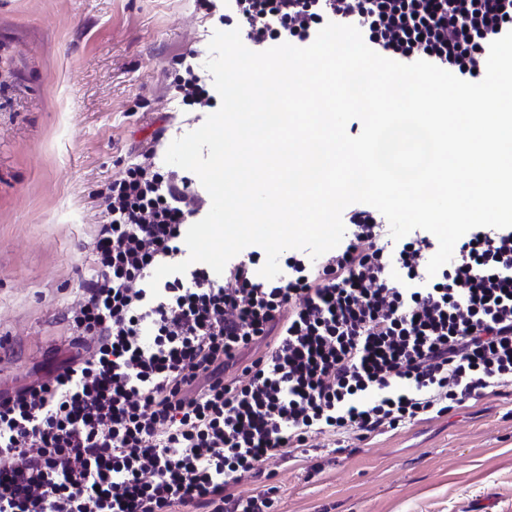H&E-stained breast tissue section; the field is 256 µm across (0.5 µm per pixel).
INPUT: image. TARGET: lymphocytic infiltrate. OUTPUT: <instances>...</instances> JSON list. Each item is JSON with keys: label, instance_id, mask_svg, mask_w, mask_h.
Masks as SVG:
<instances>
[{"label": "lymphocytic infiltrate", "instance_id": "obj_1", "mask_svg": "<svg viewBox=\"0 0 512 512\" xmlns=\"http://www.w3.org/2000/svg\"><path fill=\"white\" fill-rule=\"evenodd\" d=\"M224 24L267 49L355 23L401 63L474 82L512 30V0H224ZM157 143L102 192L94 266L68 309L77 352L0 391V512H274L275 490L236 488L326 434L365 438L512 384V228H475L435 275L429 235L393 239L354 203L342 242L268 280L252 250L223 282L196 266L152 296L207 207ZM238 368L233 378L225 372Z\"/></svg>", "mask_w": 512, "mask_h": 512}]
</instances>
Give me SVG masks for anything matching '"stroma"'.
<instances>
[{"label": "stroma", "instance_id": "35a3bbf8", "mask_svg": "<svg viewBox=\"0 0 512 512\" xmlns=\"http://www.w3.org/2000/svg\"><path fill=\"white\" fill-rule=\"evenodd\" d=\"M219 23L198 0H0V390L73 355L97 190L163 132L203 125L167 87ZM277 467V512H512V386Z\"/></svg>", "mask_w": 512, "mask_h": 512}]
</instances>
